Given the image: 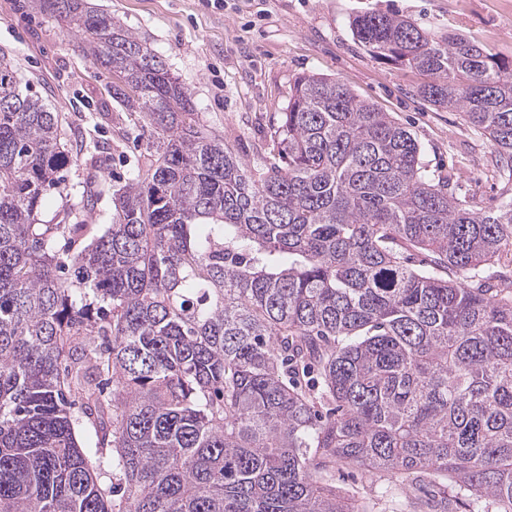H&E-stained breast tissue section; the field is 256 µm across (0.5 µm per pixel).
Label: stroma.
Listing matches in <instances>:
<instances>
[{"instance_id": "obj_1", "label": "stroma", "mask_w": 512, "mask_h": 512, "mask_svg": "<svg viewBox=\"0 0 512 512\" xmlns=\"http://www.w3.org/2000/svg\"><path fill=\"white\" fill-rule=\"evenodd\" d=\"M163 58L187 89L207 128L222 135L249 168L273 161L270 134L288 104L294 77L321 74L346 83L407 127L429 174L456 193L495 210L512 197V180L492 171L493 149L460 112L417 94L414 69L375 57L350 22L366 12L397 14L420 28L458 32L512 62V0H93ZM0 52L61 114L72 141L109 145L97 167L77 161L68 172L72 202L85 185L101 190L92 220L109 223L113 188L125 185L146 149L135 117L112 97L116 81L91 68L83 36L46 21L32 0H0ZM328 482L367 512H400L404 489L383 473L345 466Z\"/></svg>"}]
</instances>
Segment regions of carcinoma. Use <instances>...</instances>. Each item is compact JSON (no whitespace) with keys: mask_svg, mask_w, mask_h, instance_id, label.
<instances>
[{"mask_svg":"<svg viewBox=\"0 0 512 512\" xmlns=\"http://www.w3.org/2000/svg\"><path fill=\"white\" fill-rule=\"evenodd\" d=\"M37 6L149 140L103 232L91 189L40 219L81 151L0 55V512H366L324 478L343 465L400 481L411 512H457L415 493L424 476L512 512V198L480 213L406 127L315 74L254 171L111 14ZM351 25L512 178L511 68L401 16Z\"/></svg>","mask_w":512,"mask_h":512,"instance_id":"cac0c4a2","label":"carcinoma"}]
</instances>
